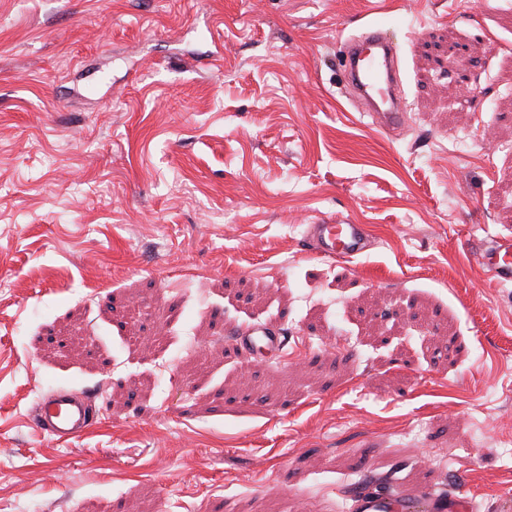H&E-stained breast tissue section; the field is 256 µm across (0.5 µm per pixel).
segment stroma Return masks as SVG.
I'll return each mask as SVG.
<instances>
[{"label":"stroma","mask_w":512,"mask_h":512,"mask_svg":"<svg viewBox=\"0 0 512 512\" xmlns=\"http://www.w3.org/2000/svg\"><path fill=\"white\" fill-rule=\"evenodd\" d=\"M503 0H0V512H350L463 474L512 512ZM400 51L407 129L338 88ZM475 147L465 148L464 140ZM374 246L315 255L309 225ZM286 334L245 359L236 327ZM64 387L99 407L40 431ZM478 260L490 270L496 279L512 283L511 240H491L480 248ZM33 421L58 442L75 439L94 425L92 399L79 392L58 389L38 403ZM407 501L395 494H384L369 490H356L353 496V512H404Z\"/></svg>","instance_id":"35a3bbf8"}]
</instances>
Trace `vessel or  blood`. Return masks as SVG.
Segmentation results:
<instances>
[{"mask_svg":"<svg viewBox=\"0 0 512 512\" xmlns=\"http://www.w3.org/2000/svg\"><path fill=\"white\" fill-rule=\"evenodd\" d=\"M343 94L352 101L366 103L377 125L397 129L406 119L408 105L399 77L398 45L390 30L372 27L346 38L342 47ZM308 238L316 253L328 258L352 259L369 251L371 241L361 224H313ZM478 259L499 280L512 283V241L493 240L478 252ZM279 351L284 341L265 326L236 330L234 345L249 354L256 341ZM33 421L37 428L66 442L89 432L94 425L92 400L68 389H58L36 406ZM426 512H472L474 504L465 488L454 491L427 489L421 494ZM406 500L393 494L369 490L355 491L352 512H407Z\"/></svg>","mask_w":512,"mask_h":512,"instance_id":"b4317fda","label":"vessel or blood"}]
</instances>
